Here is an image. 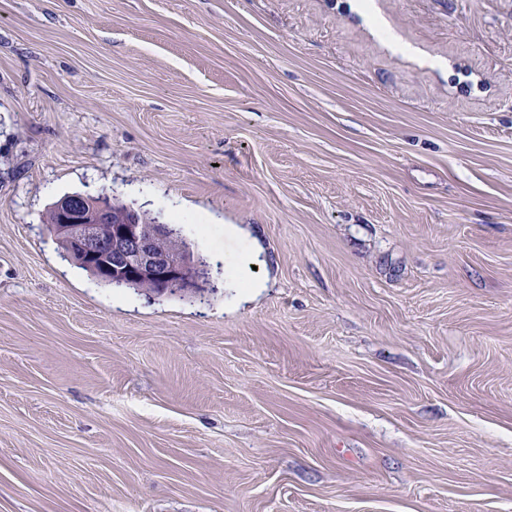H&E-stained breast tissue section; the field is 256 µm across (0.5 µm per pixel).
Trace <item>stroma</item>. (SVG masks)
Here are the masks:
<instances>
[{
    "label": "stroma",
    "mask_w": 512,
    "mask_h": 512,
    "mask_svg": "<svg viewBox=\"0 0 512 512\" xmlns=\"http://www.w3.org/2000/svg\"><path fill=\"white\" fill-rule=\"evenodd\" d=\"M373 4L0 0V512H512V0ZM54 208L55 224L52 207L46 213L48 229L97 281H127L158 294L192 282L194 256L184 245L162 244L171 235L166 224L142 220L130 209L118 213L105 196L66 195ZM104 224L110 225L108 235L102 233Z\"/></svg>",
    "instance_id": "1"
}]
</instances>
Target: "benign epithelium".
Here are the masks:
<instances>
[{
	"mask_svg": "<svg viewBox=\"0 0 512 512\" xmlns=\"http://www.w3.org/2000/svg\"><path fill=\"white\" fill-rule=\"evenodd\" d=\"M56 222L48 229L99 282L118 280L142 285L158 294L175 285H189L194 256L183 245L166 247L169 227L141 219L127 209L120 213L106 198L66 195L55 203ZM110 233H102V225Z\"/></svg>",
	"mask_w": 512,
	"mask_h": 512,
	"instance_id": "obj_1",
	"label": "benign epithelium"
}]
</instances>
